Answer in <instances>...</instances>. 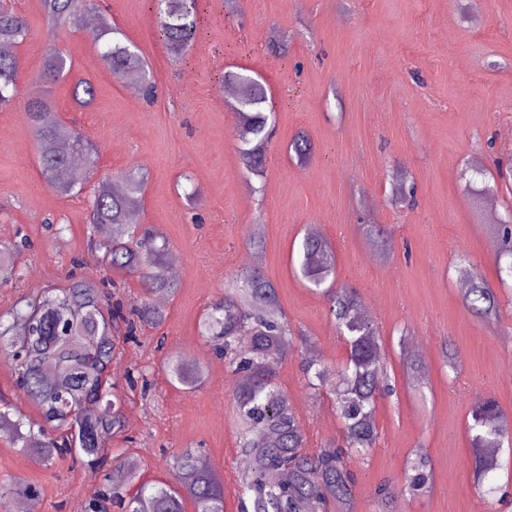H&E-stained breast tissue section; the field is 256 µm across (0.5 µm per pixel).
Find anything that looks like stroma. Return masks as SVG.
Masks as SVG:
<instances>
[{
    "label": "stroma",
    "mask_w": 512,
    "mask_h": 512,
    "mask_svg": "<svg viewBox=\"0 0 512 512\" xmlns=\"http://www.w3.org/2000/svg\"><path fill=\"white\" fill-rule=\"evenodd\" d=\"M113 23L142 50L157 85L154 100L115 79L99 61L88 30L55 28L40 0H0L25 18L28 38L16 47L24 97L0 111V245L25 238L15 257L17 279L0 288V312L23 294L62 288L87 269L88 197H63L37 166L25 98L35 88L49 44L73 61L52 89L61 118L98 153V175L146 170L136 221L153 227L180 258L179 288L164 296L165 321L143 327L114 366V379L149 367L151 387L126 391L129 441L113 452L141 479L167 476L166 457L201 449L224 477V512H237L243 472L231 391L233 376L199 336L204 310L224 285L257 257L277 288L281 307L305 341L295 342L276 378L317 451L340 442L332 394L310 397L299 361L319 352L329 369L346 355L325 299L306 288L291 263L305 229L336 249L335 284L356 288L383 334L395 391L377 406L379 441L354 464V512H379L376 487L402 478L406 463L426 453L428 491L406 512H487L474 488L467 423L474 392L492 395L512 424V288L502 286L493 258L498 214L512 209V0H201L203 25L186 58L176 62L155 35L149 0H102ZM286 37L288 53L270 46ZM238 64L263 75L275 98V132L263 176L243 169L220 78ZM91 81L87 107L74 84ZM311 139V160L297 164L287 146ZM415 185V203H396V176ZM66 224L55 235L49 222ZM385 226L379 254L364 225ZM260 236L262 253L251 240ZM496 289L500 319L470 314L458 281L460 258ZM459 353L458 368L442 348ZM419 349L430 387L405 380L408 352ZM178 352L205 371L202 387L169 385L161 362ZM72 458L42 466L0 437V480L37 489L40 512H73L87 503L103 472L87 479Z\"/></svg>",
    "instance_id": "stroma-1"
}]
</instances>
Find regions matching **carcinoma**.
Wrapping results in <instances>:
<instances>
[{"instance_id":"obj_1","label":"carcinoma","mask_w":512,"mask_h":512,"mask_svg":"<svg viewBox=\"0 0 512 512\" xmlns=\"http://www.w3.org/2000/svg\"><path fill=\"white\" fill-rule=\"evenodd\" d=\"M157 16V34L169 55L180 60L195 42L201 21L197 0H151ZM43 11L53 25L66 24L99 32L100 62L116 78L139 73L138 92L154 96V76L137 46L112 24L96 0H42ZM29 35L25 20L0 6V45L16 46ZM72 68L61 50L49 49L43 59L37 84L39 93L27 104L29 120L38 142L42 179L62 196L84 190L93 169H74L81 157L96 161L84 152L82 136L65 124L56 110L50 88ZM20 62L13 54H0V110L15 105L22 90ZM222 83L237 88L234 102L237 125L234 137L240 162L249 173L263 175L271 140L272 114L268 85L253 70H226ZM95 86L81 80L72 97L81 106L93 103ZM297 159L308 162L312 144L299 133L289 143ZM114 179L97 182L90 201L89 240L102 252L103 265L115 272H137L145 293H173L176 283L157 279L152 268L164 255L159 234L132 220V211L144 191L145 173L130 170ZM0 248V287L15 280L11 250ZM494 259L499 273L512 278V217L498 225ZM299 271L316 293L328 303L329 312L347 346L339 371V388L334 390L336 412L343 425L344 445H332L314 453L305 451L306 438L288 395L276 381L274 359L287 356L294 331L281 310L274 284L257 268L235 275L224 289V298L209 306L199 328L200 336L217 342L225 365L236 376L231 400L238 425L239 447L249 460L238 495L240 512H352L355 478L349 455L363 460L376 447L379 431L377 403L392 391L383 357V336L378 324L361 316V297L352 288L336 289L328 283L335 269V254L327 237L315 229L305 232L298 246ZM463 302L467 310L485 320L499 316L496 291L479 274H468ZM164 309L145 298L127 305L108 298L99 283L80 279L67 288H47L22 295L0 314V351L8 355L16 388L38 410L39 417H26L0 396V435L13 447L42 465L70 455L81 464L102 469L108 449L125 432L121 398L112 383V365L124 344L136 340L138 327L159 325ZM54 366L56 378L45 376L46 365ZM169 383L184 390L202 385V367L180 355L169 354L163 365ZM305 389L317 395L330 381L329 369L318 356L301 362ZM409 380L426 384L427 368L418 360L407 363ZM468 432L473 448L472 467L476 490L483 488L497 460L485 455L487 448L512 443L509 425L495 398L478 394L471 403ZM199 452L186 448L166 460L177 480L143 482L136 491L127 487L135 472L117 468L112 481L99 487L87 512H107L112 502L125 512H224V477L198 465ZM431 464L424 454L409 461L399 485L379 488L382 512H403L408 496L429 488Z\"/></svg>"}]
</instances>
